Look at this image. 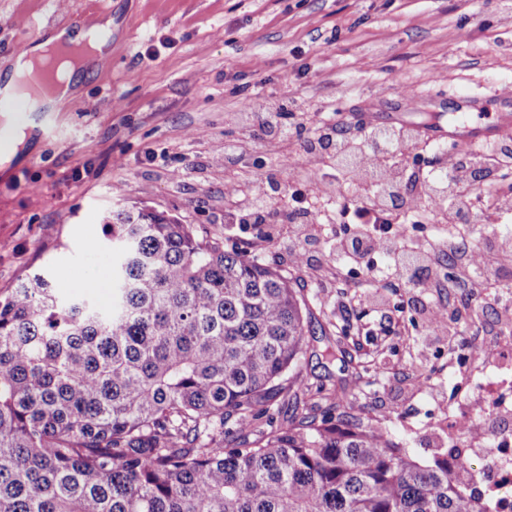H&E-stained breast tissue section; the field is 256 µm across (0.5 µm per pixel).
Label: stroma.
<instances>
[{"label": "stroma", "instance_id": "obj_1", "mask_svg": "<svg viewBox=\"0 0 512 512\" xmlns=\"http://www.w3.org/2000/svg\"><path fill=\"white\" fill-rule=\"evenodd\" d=\"M111 18L112 51L73 98L54 107L55 137L31 135L0 167V290L36 270L65 297L108 302L113 256L102 246L104 215L148 206L203 228L209 240L290 274L309 305L302 373L321 394L343 398L319 415L343 412L373 421L423 464L448 452V423L438 413L457 380L447 341L432 340L418 305L401 288H383V309L357 303L369 288L333 255V229L309 246L302 264L287 249L262 243V226L224 202V183L269 187L270 218L288 212L292 176L281 169L260 124L238 122L247 100L286 124L320 121L358 128L379 114L412 135L454 119L512 120V0H0V76L9 49L74 27L86 16ZM417 93L413 107L405 91ZM239 151L216 164L225 142ZM180 178H173V171ZM437 279L456 272L461 289H434L446 305L457 345L475 336L512 335L471 287L476 273L431 265ZM340 344L335 358L325 348ZM431 387H422L423 376Z\"/></svg>", "mask_w": 512, "mask_h": 512}]
</instances>
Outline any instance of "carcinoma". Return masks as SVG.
I'll list each match as a JSON object with an SVG mask.
<instances>
[{"label":"carcinoma","instance_id":"obj_1","mask_svg":"<svg viewBox=\"0 0 512 512\" xmlns=\"http://www.w3.org/2000/svg\"><path fill=\"white\" fill-rule=\"evenodd\" d=\"M103 235L110 305L41 273L0 293V512H487L473 467L317 422L280 269L151 209Z\"/></svg>","mask_w":512,"mask_h":512}]
</instances>
